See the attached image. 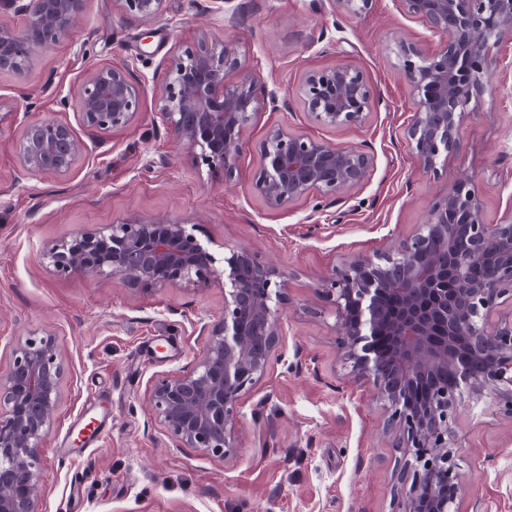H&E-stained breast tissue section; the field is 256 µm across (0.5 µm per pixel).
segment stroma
<instances>
[{
  "instance_id": "stroma-1",
  "label": "stroma",
  "mask_w": 512,
  "mask_h": 512,
  "mask_svg": "<svg viewBox=\"0 0 512 512\" xmlns=\"http://www.w3.org/2000/svg\"><path fill=\"white\" fill-rule=\"evenodd\" d=\"M170 0L150 22L118 0H85L69 35L24 73H0V373L18 339L54 335L64 365L62 401L40 449L44 512H396V435L369 385L355 381L336 348V317L317 290L333 267L388 250L413 234L459 172L473 179L486 223L512 205V39L494 51L492 87L471 104L459 146L422 167L407 129L410 87L398 42L438 52L442 38L401 0H369L349 15L332 0ZM149 41H141L144 31ZM245 54L278 108H264L243 134L232 181L197 165L159 114L165 64L201 34ZM128 67L144 87L127 127L88 131L75 100L92 69ZM348 65L375 91L365 123L328 128L297 91L314 70ZM66 123L85 149L67 174L24 171L17 149L27 123ZM374 155L368 182L331 203L311 196L268 209L254 189L270 128ZM158 215L192 225L216 255L245 247L284 273L285 346L241 400L237 454L212 458L173 448L148 404L151 382L203 351L202 324L224 313L221 288L134 292L120 278L61 275L45 253L79 231ZM455 458L458 512H512V416L463 412Z\"/></svg>"
}]
</instances>
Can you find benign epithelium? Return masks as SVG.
<instances>
[{"label": "benign epithelium", "mask_w": 512, "mask_h": 512, "mask_svg": "<svg viewBox=\"0 0 512 512\" xmlns=\"http://www.w3.org/2000/svg\"><path fill=\"white\" fill-rule=\"evenodd\" d=\"M145 22L168 0H119ZM444 38L425 55L396 46L412 89L409 143L426 169L448 158L473 99L490 85L492 49L512 37V0H401ZM84 0H0L25 16L22 30L0 26V71L22 73L37 52L66 36ZM236 73L238 78L231 79ZM142 81L127 68L101 66L82 84L76 106L92 132L127 127L140 110ZM299 99L317 123L360 127L375 91L366 74L338 65L308 73ZM275 92L230 43L201 36L167 64L159 99L163 122L199 165L234 178L243 133ZM82 145L58 120L27 124L19 140L23 170L63 175ZM255 190L270 209L316 194L336 200L364 185L374 167L367 151L271 128L261 144ZM47 265L89 279L120 277L133 290L224 288V315L201 327L194 364L154 380L149 401L176 448L226 460L237 454V408L267 374L282 346L283 273L249 249L218 258L188 224L132 218L79 231L46 254ZM335 306L343 366L366 380L397 434L398 512H457L462 489L453 456V423L469 402L512 415V208L483 220L478 193L465 186L437 198L415 232L371 257L332 269L321 284ZM64 368L55 338L16 342L0 374V512H43L39 449L62 400Z\"/></svg>", "instance_id": "obj_1"}]
</instances>
